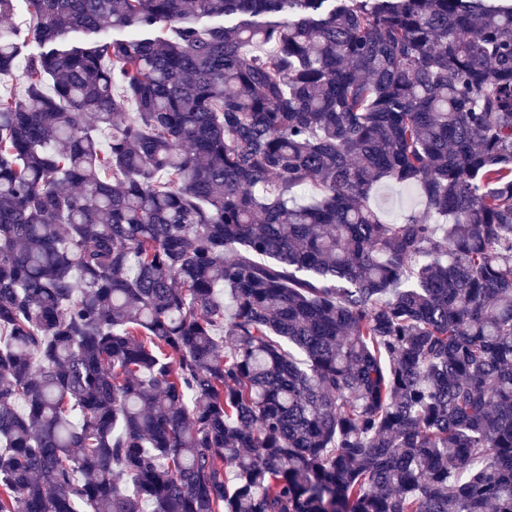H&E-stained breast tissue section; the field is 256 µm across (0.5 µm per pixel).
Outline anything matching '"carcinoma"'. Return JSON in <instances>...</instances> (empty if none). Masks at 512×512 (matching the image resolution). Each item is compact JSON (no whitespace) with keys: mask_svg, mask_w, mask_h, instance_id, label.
<instances>
[{"mask_svg":"<svg viewBox=\"0 0 512 512\" xmlns=\"http://www.w3.org/2000/svg\"><path fill=\"white\" fill-rule=\"evenodd\" d=\"M21 3L0 512H512V4ZM373 203L385 220H400L414 214L430 224H441L442 219L426 213L423 198L409 186L395 183H380L374 191Z\"/></svg>","mask_w":512,"mask_h":512,"instance_id":"cac0c4a2","label":"carcinoma"}]
</instances>
